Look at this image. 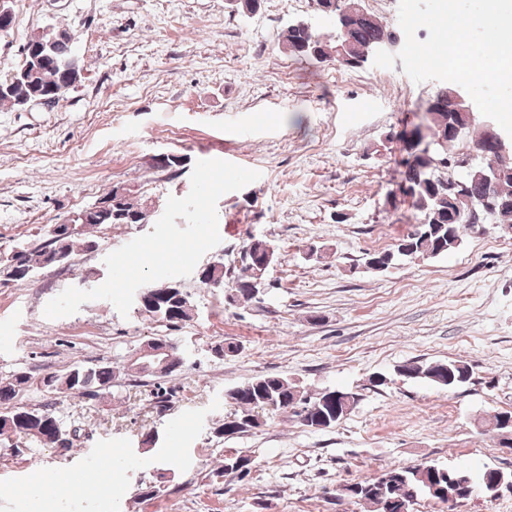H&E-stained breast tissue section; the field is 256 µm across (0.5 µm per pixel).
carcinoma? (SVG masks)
I'll return each mask as SVG.
<instances>
[{
    "mask_svg": "<svg viewBox=\"0 0 512 512\" xmlns=\"http://www.w3.org/2000/svg\"><path fill=\"white\" fill-rule=\"evenodd\" d=\"M341 7L350 14L352 26L346 39L349 49L345 58L337 61L338 47L344 37L340 34L325 35L300 23H291L283 31L280 44L291 55L318 64L337 61L348 69L360 67L365 54L378 42L394 37V30L386 27L374 15L361 10L355 0H341ZM60 27L52 31L40 27L27 42L28 52L22 63L8 76L0 79V105L21 106L39 102L49 93L58 96L69 88L67 75L71 64L77 60L75 36H56ZM458 86L450 84L432 95L426 102L425 124L438 138L431 159L424 161L410 144L404 145L407 156L401 161L399 181L388 195L399 193L411 201L416 211L413 229L398 239L393 247L365 254L367 267L384 272L395 265L399 258L428 259L454 252L462 242L463 232L476 229V224H494L512 234V162L505 164L491 151L484 152L485 130H480L474 149L480 162L467 167L458 166L464 155L451 150L457 140L452 130L459 127L471 131L482 120L475 116L472 107L454 102ZM498 170L493 183L486 181L492 170ZM151 220V205L138 192L130 189L124 206L112 210V216L104 217L91 209L76 212L74 226L64 227L62 235L52 229L49 238L16 254H3L7 280L22 284L43 269L68 264L78 252H88L98 244L95 232L102 227L116 225L135 226ZM250 254L241 259V267L231 269L221 260L200 268L199 282L207 288L216 287L217 281L232 291L234 302L248 303L259 298L267 288L264 261L277 260V248L264 239L249 243ZM147 301L138 304V312L156 322L175 327L193 317V305L181 285L170 282L165 288L154 286L144 289ZM174 346L163 338H154L122 366L109 364L85 367L77 364L63 374H47L40 378L18 371L0 378V440L19 448L18 441L34 440L49 448L70 449L76 441V431L66 428L47 405L32 407L17 402L19 394L36 385L48 393L77 394L95 399L110 391L123 375L153 377L142 364L154 351ZM400 376L408 379H424L430 384L453 389L472 377L468 364L461 360L437 361L422 364L407 362L397 368ZM224 399L233 412L215 418L213 433L217 437L247 433L265 423L266 410L286 413L297 405H305L309 415H326L325 423H305L326 429L335 426L356 405L358 395L352 391L324 390L317 393L305 391L287 377L266 374L232 388ZM253 460L246 454H234L224 458V464L212 472L215 477L235 474L239 479L247 477ZM172 467L158 469V481L143 488L140 498L153 500L168 489L167 474ZM487 469L478 477L469 472L444 468L435 464L421 467H391L377 477L343 486L341 496L370 508V512H401L410 509L418 495L448 501V477L457 485V502L470 499L485 476Z\"/></svg>",
    "mask_w": 512,
    "mask_h": 512,
    "instance_id": "obj_1",
    "label": "carcinoma"
}]
</instances>
